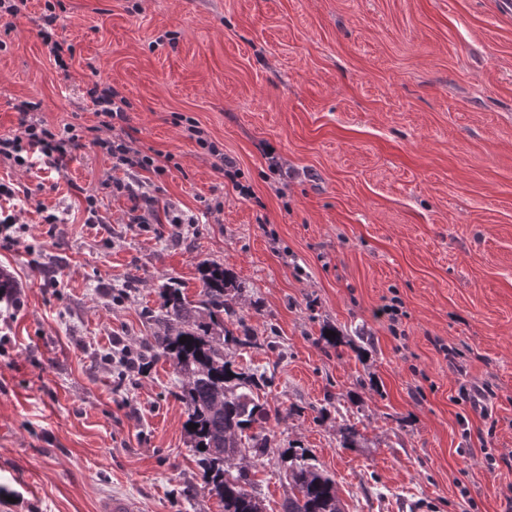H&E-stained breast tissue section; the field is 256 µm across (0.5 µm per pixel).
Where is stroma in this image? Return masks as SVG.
Here are the masks:
<instances>
[{
  "label": "stroma",
  "instance_id": "obj_1",
  "mask_svg": "<svg viewBox=\"0 0 512 512\" xmlns=\"http://www.w3.org/2000/svg\"><path fill=\"white\" fill-rule=\"evenodd\" d=\"M63 3L64 70L34 23L42 0L0 17V134L20 100L54 128L97 125L87 91L111 86L132 104L137 147L170 162L149 177L157 221L132 224L131 200L102 187L101 149L59 173L0 158V181L31 195L18 244L0 248L20 300L0 301V512H98L112 495L142 512H224L202 488L170 363L149 357L130 380L103 361L117 342L144 353L159 285L197 297L205 262L233 270L254 333L229 356L274 376L263 512H282L296 447L345 512H507L512 13L499 0ZM178 114L223 147L252 199ZM328 325L338 346L321 339ZM468 382L491 386L482 410L461 400ZM339 411L358 429L348 448Z\"/></svg>",
  "mask_w": 512,
  "mask_h": 512
}]
</instances>
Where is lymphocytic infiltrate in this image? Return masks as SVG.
I'll return each mask as SVG.
<instances>
[{
  "label": "lymphocytic infiltrate",
  "instance_id": "1",
  "mask_svg": "<svg viewBox=\"0 0 512 512\" xmlns=\"http://www.w3.org/2000/svg\"><path fill=\"white\" fill-rule=\"evenodd\" d=\"M36 109V103L30 101L17 105V129L0 135V157L13 161L21 168L34 166L40 161L60 171L86 146L104 149L112 159L113 168L124 173L123 178L109 180L107 189L111 194L133 199L130 223H148L158 200L145 191L139 175L143 172L164 173L165 167L161 165L158 155L148 154L123 138L107 141L89 137L87 128L79 125L67 124L59 130L51 128L36 116Z\"/></svg>",
  "mask_w": 512,
  "mask_h": 512
}]
</instances>
